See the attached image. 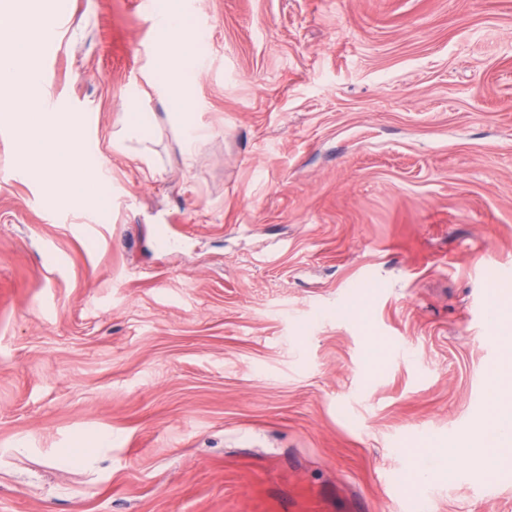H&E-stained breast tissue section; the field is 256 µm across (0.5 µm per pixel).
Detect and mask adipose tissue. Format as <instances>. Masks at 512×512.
<instances>
[{
	"mask_svg": "<svg viewBox=\"0 0 512 512\" xmlns=\"http://www.w3.org/2000/svg\"><path fill=\"white\" fill-rule=\"evenodd\" d=\"M164 44L157 51L152 74L160 97L169 106L167 119L179 137L182 150L204 141L208 129L196 120L190 95L192 74L199 65V34L189 23L182 0H167L161 18ZM159 126L156 113L130 106L112 145L151 141ZM491 412L477 432L462 433L440 442L432 462L416 466L417 479L454 478L460 462H473L487 476H498L512 468V359L494 366L488 378Z\"/></svg>",
	"mask_w": 512,
	"mask_h": 512,
	"instance_id": "obj_1",
	"label": "adipose tissue"
}]
</instances>
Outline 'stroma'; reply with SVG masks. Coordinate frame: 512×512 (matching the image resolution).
Wrapping results in <instances>:
<instances>
[{"label":"stroma","mask_w":512,"mask_h":512,"mask_svg":"<svg viewBox=\"0 0 512 512\" xmlns=\"http://www.w3.org/2000/svg\"><path fill=\"white\" fill-rule=\"evenodd\" d=\"M46 99L111 205L49 199L0 133V512H399L387 482L488 415L512 305V0H194L209 137L112 135L161 43L60 0ZM435 512H512L462 463Z\"/></svg>","instance_id":"obj_1"}]
</instances>
